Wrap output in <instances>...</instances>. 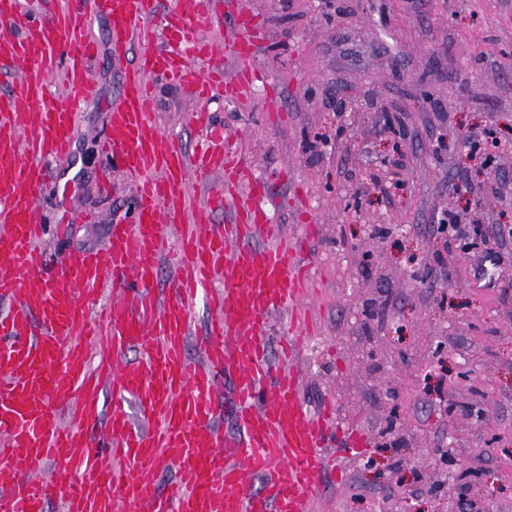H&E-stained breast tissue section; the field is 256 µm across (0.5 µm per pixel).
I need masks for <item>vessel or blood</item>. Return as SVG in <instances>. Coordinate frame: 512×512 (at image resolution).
<instances>
[{"instance_id": "vessel-or-blood-1", "label": "vessel or blood", "mask_w": 512, "mask_h": 512, "mask_svg": "<svg viewBox=\"0 0 512 512\" xmlns=\"http://www.w3.org/2000/svg\"><path fill=\"white\" fill-rule=\"evenodd\" d=\"M108 20L114 61L133 42L142 51L125 70L122 103L112 113L103 157L134 184L135 219L116 223L107 244L44 273L36 247L47 235L38 204L49 163L71 152L80 103L94 100L92 64L99 44L86 37V13L61 8L34 18L20 0H0V71H18L0 95V465L13 476L0 491V512H308L336 462L322 448L335 403L319 416L299 402L292 366L304 338L285 337L270 358L276 314L300 306L313 284L299 245H271L276 231L258 202L266 180H249L233 153L201 148L186 155L157 125L153 77L186 85L191 98L223 84H248L254 40L225 39L224 55L240 67L225 79L223 57L209 40H190L178 8L160 0H92ZM209 59L206 76L191 69L182 46ZM68 89L50 91L57 71ZM210 189L206 209L169 227L166 208L182 207L191 185ZM248 185L250 200L228 223L214 212ZM171 286L159 289L161 268ZM120 294L99 319L89 306L104 281ZM210 289L209 321L186 355L191 319ZM137 354L124 361L127 350ZM235 377V429L218 426L217 393ZM111 387L101 406L99 394ZM105 421L102 439L89 427ZM171 469L168 492L158 471ZM265 480L253 490L252 477Z\"/></svg>"}]
</instances>
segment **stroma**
Here are the masks:
<instances>
[{
	"label": "stroma",
	"instance_id": "obj_1",
	"mask_svg": "<svg viewBox=\"0 0 512 512\" xmlns=\"http://www.w3.org/2000/svg\"><path fill=\"white\" fill-rule=\"evenodd\" d=\"M183 2L216 44L246 15L260 30V76L233 99L215 90L206 110L271 177L272 220L320 283L300 401H335L340 432L364 438L351 457L329 437L343 471L311 512H512V236L495 235L512 229V0ZM88 34L103 45L100 95L43 191L49 271L101 248L134 195L99 148L123 67L104 19ZM153 85L161 130L193 151L186 88ZM471 136L493 165L468 159ZM450 208L480 234L438 233ZM442 251L446 273L425 276Z\"/></svg>",
	"mask_w": 512,
	"mask_h": 512
}]
</instances>
